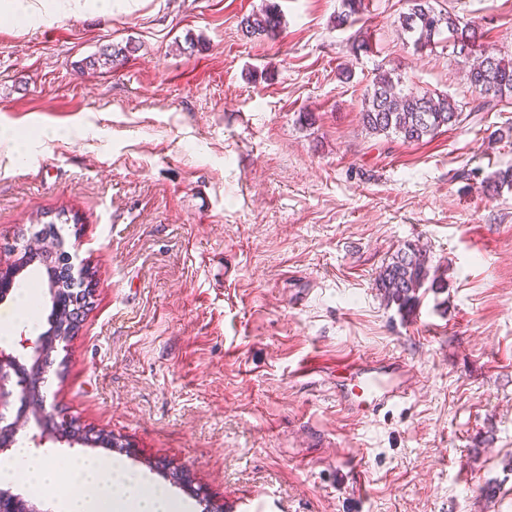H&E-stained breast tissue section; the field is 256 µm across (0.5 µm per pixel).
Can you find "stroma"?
<instances>
[{
  "instance_id": "35a3bbf8",
  "label": "stroma",
  "mask_w": 512,
  "mask_h": 512,
  "mask_svg": "<svg viewBox=\"0 0 512 512\" xmlns=\"http://www.w3.org/2000/svg\"><path fill=\"white\" fill-rule=\"evenodd\" d=\"M272 1L279 37L243 38L241 18ZM432 3L512 57V0ZM408 8L362 0L340 26L343 0H114L0 21V127L29 141L0 150V269L62 212L89 294L50 355L47 421L15 435L60 474L6 490L49 512L67 466L96 457L187 512L265 489L281 512H512V188L486 187L512 167V99L418 144L363 130L382 70L478 99L447 36L419 49L402 34ZM128 43L117 69H86ZM408 243L443 287L401 310L376 279ZM38 293L34 324L17 293L0 300V349L26 367L21 338L50 327ZM358 359L416 384L379 414L347 408ZM304 362L314 373L292 377ZM57 411L103 443L35 445Z\"/></svg>"
}]
</instances>
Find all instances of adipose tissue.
<instances>
[{"label": "adipose tissue", "mask_w": 512, "mask_h": 512, "mask_svg": "<svg viewBox=\"0 0 512 512\" xmlns=\"http://www.w3.org/2000/svg\"><path fill=\"white\" fill-rule=\"evenodd\" d=\"M70 484L71 493L54 502L53 512H179L163 489L145 490L118 464H79Z\"/></svg>", "instance_id": "ef3b65f1"}]
</instances>
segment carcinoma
Listing matches in <instances>:
<instances>
[{"mask_svg":"<svg viewBox=\"0 0 512 512\" xmlns=\"http://www.w3.org/2000/svg\"><path fill=\"white\" fill-rule=\"evenodd\" d=\"M402 30L413 38L414 44L425 46L434 37L448 31L453 50L468 61L465 75L470 87L480 95L481 102L472 108L474 112H490L503 98L512 96V60L477 52L482 32L474 25L461 20L452 12L439 13L431 0H409V10L400 20ZM241 32L246 38L265 36L271 40L282 30L279 6L271 3L261 13L242 17ZM136 47L104 49L86 62V68H117L127 53ZM463 105L444 94L428 91L408 94L397 89L392 72H378L360 110V123L372 134H394L405 143H419L433 137L442 129H451L461 123ZM38 265L50 273L56 288L68 287L67 277L55 249L46 250L36 257ZM431 286L438 282L437 274L431 273L429 259L423 250L412 245L399 249L392 262L380 272L377 286L387 301L399 308L412 307L419 290L426 281Z\"/></svg>","mask_w":512,"mask_h":512,"instance_id":"obj_1","label":"carcinoma"}]
</instances>
